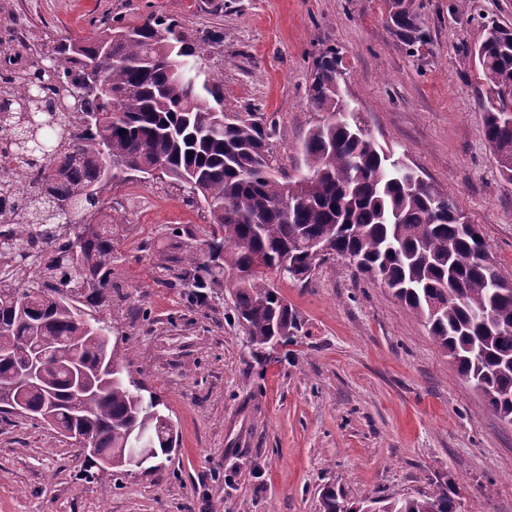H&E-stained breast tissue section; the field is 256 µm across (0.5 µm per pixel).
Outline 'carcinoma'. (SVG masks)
Instances as JSON below:
<instances>
[{
  "label": "carcinoma",
  "mask_w": 512,
  "mask_h": 512,
  "mask_svg": "<svg viewBox=\"0 0 512 512\" xmlns=\"http://www.w3.org/2000/svg\"><path fill=\"white\" fill-rule=\"evenodd\" d=\"M386 23L404 44L427 43L416 0H384ZM178 24L150 15L137 27L103 23L92 38L59 41L43 50L8 42L0 56V261H22L26 273L0 276V417L18 406L32 415L52 407L60 429L82 420L99 453L131 447L130 434L151 439L157 455L173 445L158 403L133 391L112 326L93 315L111 301L112 201L105 168L128 179L131 165L186 188L188 202L207 207L206 258L196 253L181 277L191 299L231 277L234 312L249 342H294L298 314L269 283L302 281L309 266L341 256L356 275L393 291L458 363V374L482 389L502 422L512 425V288L481 235L463 229L454 200L433 183H411L397 172L403 159L362 138L356 122H338L349 102L340 88L339 57L329 48L314 61L310 106L324 113L307 133V174L288 176L278 163L274 118L224 105V85L206 79L193 94V58L211 42L176 32ZM475 58L488 85L484 135L512 180V30L485 28ZM97 64L112 96L86 91ZM125 133H119V130ZM192 156H187V152ZM22 168L34 177L23 181ZM292 207L283 206V199ZM69 212L54 214L56 202ZM332 252H312L314 240ZM67 289L69 298L61 297ZM453 512L448 488L350 502L327 487L320 512Z\"/></svg>",
  "instance_id": "obj_1"
}]
</instances>
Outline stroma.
I'll list each match as a JSON object with an SVG mask.
<instances>
[{"label":"stroma","mask_w":512,"mask_h":512,"mask_svg":"<svg viewBox=\"0 0 512 512\" xmlns=\"http://www.w3.org/2000/svg\"><path fill=\"white\" fill-rule=\"evenodd\" d=\"M427 42L402 44L383 0H0L30 41L95 35L150 14L215 41L197 65L224 102L277 122L281 166L306 173L318 119L306 89L336 48L341 88L376 139L479 225L512 278V181L484 136L487 86L474 51L485 24L512 26V0H417ZM108 311L126 372L174 426L152 469L89 468L47 425L0 421V512H319L444 483L456 512H512V426L484 404L425 327L382 284L331 259L307 282L273 283L303 321L294 343L245 342L228 288L188 300L180 262L203 251V204L166 180L117 182Z\"/></svg>","instance_id":"35a3bbf8"}]
</instances>
